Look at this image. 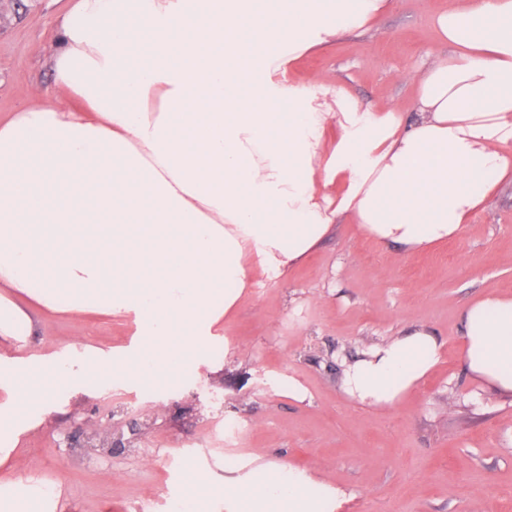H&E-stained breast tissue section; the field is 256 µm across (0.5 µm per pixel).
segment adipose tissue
I'll list each match as a JSON object with an SVG mask.
<instances>
[{"label": "adipose tissue", "instance_id": "adipose-tissue-1", "mask_svg": "<svg viewBox=\"0 0 512 512\" xmlns=\"http://www.w3.org/2000/svg\"><path fill=\"white\" fill-rule=\"evenodd\" d=\"M389 0H75L48 56L73 98L0 119V339L34 335L31 307L131 316L142 339L93 361L169 386L212 371L209 337L255 276L301 264L349 218L425 252L462 233L512 177V0L437 18L451 52L416 71L415 117L320 80L279 84L287 60L369 25ZM339 133L326 141L329 124ZM470 374L512 395V296L462 310ZM424 328L374 346L342 390L398 404L437 364ZM42 368L0 375V462L56 410ZM287 464L207 485L182 512H339L346 496ZM56 488L0 477V512H57Z\"/></svg>", "mask_w": 512, "mask_h": 512}]
</instances>
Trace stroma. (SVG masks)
<instances>
[{"instance_id":"35a3bbf8","label":"stroma","mask_w":512,"mask_h":512,"mask_svg":"<svg viewBox=\"0 0 512 512\" xmlns=\"http://www.w3.org/2000/svg\"><path fill=\"white\" fill-rule=\"evenodd\" d=\"M453 0H392L367 32L348 34L286 63L285 84L320 79L361 104L413 119L412 73L448 47L436 18ZM70 0H0V117L42 92L66 99L46 62ZM512 294V182L502 184L455 239L414 255L381 247L343 221L279 279H254L209 345L216 375L186 367L178 385L113 378L89 387L84 359L135 345L130 318L39 317L23 352L59 371L65 413L24 433L16 454L26 482H55L65 512H165L193 493L191 476L225 479L289 463L346 492L341 512H512V397L468 373L461 312L470 300ZM425 326L442 343L437 366L396 406L371 408L342 391L344 363ZM301 385L304 399L288 395ZM138 423L131 447L109 457L73 454L75 428Z\"/></svg>"}]
</instances>
